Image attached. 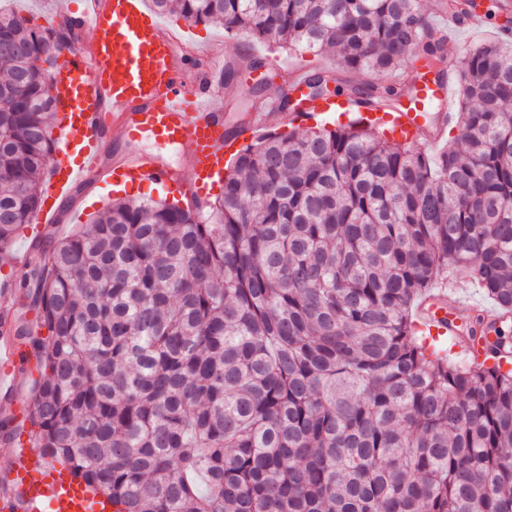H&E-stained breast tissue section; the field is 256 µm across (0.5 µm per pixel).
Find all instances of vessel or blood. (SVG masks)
<instances>
[{
    "instance_id": "b4317fda",
    "label": "vessel or blood",
    "mask_w": 512,
    "mask_h": 512,
    "mask_svg": "<svg viewBox=\"0 0 512 512\" xmlns=\"http://www.w3.org/2000/svg\"><path fill=\"white\" fill-rule=\"evenodd\" d=\"M83 23L96 34L92 53L66 52L62 70L76 85V109L65 116L67 134L78 140L72 163L55 166L42 187L43 204L36 224L50 223L57 200L66 197L78 183L101 171V143L110 125H117L130 144L150 137L169 144L187 146L190 173H183L161 158L130 152L115 158L112 173L118 177L174 186L187 199L201 201L214 180L224 177V156L233 144H245L269 129L272 118L308 126L336 110L350 113L365 123L383 127L398 140L422 146L441 142L454 120L455 100L460 92L456 79H437L421 65H413V93L393 112H377L361 99L315 100L290 111L253 113L246 122L231 128L211 105L216 87L222 86V66L209 71L195 89L183 84L174 55L178 34L163 31L156 17L145 8V0H79ZM444 110L434 115V103ZM449 297H429L415 328L431 340L453 343L457 352L486 356L482 344L465 341L448 310ZM0 455L9 465L0 472V512H89L84 482L74 474H57L43 483L32 477L30 448L5 444Z\"/></svg>"
}]
</instances>
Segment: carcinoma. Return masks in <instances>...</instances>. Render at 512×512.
<instances>
[{"label":"carcinoma","mask_w":512,"mask_h":512,"mask_svg":"<svg viewBox=\"0 0 512 512\" xmlns=\"http://www.w3.org/2000/svg\"><path fill=\"white\" fill-rule=\"evenodd\" d=\"M229 35L333 53L336 93L392 109L374 74L415 55L459 71L457 144L431 157L350 122L271 132L193 209L115 201L36 240L15 336L35 471L59 463L113 512H512V368L454 363L413 331L448 266L512 317V51L459 66L420 0H152ZM463 22L476 0H443ZM75 19L0 11V251L40 208L55 150L53 72ZM339 74L308 68L310 97ZM284 109L260 83L237 106Z\"/></svg>","instance_id":"carcinoma-1"}]
</instances>
